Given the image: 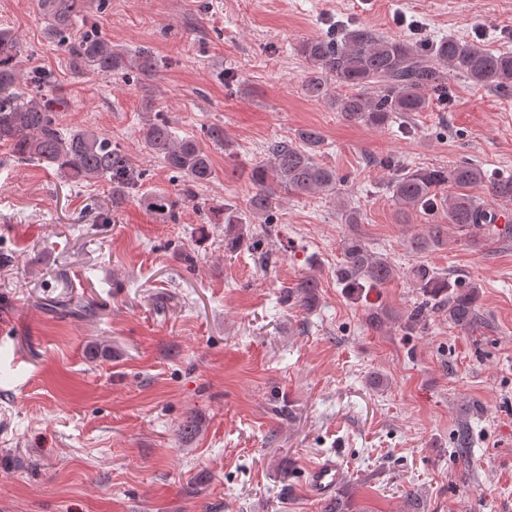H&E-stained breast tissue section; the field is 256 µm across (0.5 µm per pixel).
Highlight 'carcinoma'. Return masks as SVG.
Wrapping results in <instances>:
<instances>
[{"label":"carcinoma","mask_w":512,"mask_h":512,"mask_svg":"<svg viewBox=\"0 0 512 512\" xmlns=\"http://www.w3.org/2000/svg\"><path fill=\"white\" fill-rule=\"evenodd\" d=\"M38 6L48 34L57 39L81 70L106 75H121L132 68L145 76L154 72L153 57L145 51L114 49L111 40L93 32L70 36L73 22L85 11L87 0H38ZM18 52L15 33L0 29V143L9 145L17 160L45 163L79 183L107 178L119 194L134 188L141 173L123 150L112 145L107 134L88 128L63 132L56 122L55 100L45 77H25L18 68ZM300 52L309 64L304 93L330 102L346 121L375 128L389 126L413 112L427 111L431 96L444 93L452 73L475 86L512 89V51H494L456 37L420 49L406 40L385 38L361 27L342 38L334 34L308 38L300 43ZM27 82L35 86L36 92L20 89ZM337 85L348 87L351 93L335 94ZM142 136L149 153L179 174L187 195L213 178L209 154L195 138L177 137L167 120L146 118ZM321 140L318 130L308 128L298 133L295 142L267 143V158L252 170L256 191L248 206L254 217L270 215L281 193H336V173L319 164L311 153ZM385 165L393 170L390 193L397 214L404 219L419 212L429 223L428 235L414 239L413 247L420 250L442 241V227L435 220L439 210L446 223L464 231L478 229L490 236L501 233L495 210L468 194L443 193L450 184H483L485 172L478 165L464 162L449 168L412 169L391 160ZM488 192L496 200L511 202L512 175L489 183ZM341 254L336 279L353 295L394 277L391 261L372 252L356 236L344 239ZM410 276L422 301L407 315L408 328L424 326L427 311L438 307L448 310V320L461 328L480 320V287L476 282L463 275H440L423 265L413 267ZM317 288L315 278H305L288 292V299L310 311L317 301ZM324 512H358L350 488L339 487Z\"/></svg>","instance_id":"carcinoma-1"}]
</instances>
